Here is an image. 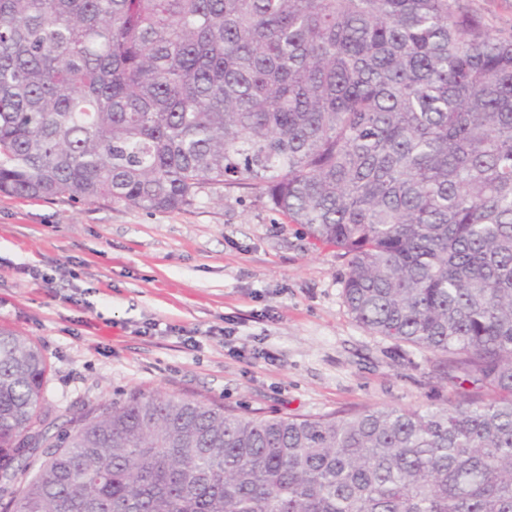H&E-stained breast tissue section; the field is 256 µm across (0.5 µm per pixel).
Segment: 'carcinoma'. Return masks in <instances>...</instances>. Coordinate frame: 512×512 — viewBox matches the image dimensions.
I'll return each instance as SVG.
<instances>
[{
    "instance_id": "obj_1",
    "label": "carcinoma",
    "mask_w": 512,
    "mask_h": 512,
    "mask_svg": "<svg viewBox=\"0 0 512 512\" xmlns=\"http://www.w3.org/2000/svg\"><path fill=\"white\" fill-rule=\"evenodd\" d=\"M238 181L453 395L309 417L132 391L18 494L47 361L0 330L4 512H512V31L469 0H0L1 193L167 211Z\"/></svg>"
}]
</instances>
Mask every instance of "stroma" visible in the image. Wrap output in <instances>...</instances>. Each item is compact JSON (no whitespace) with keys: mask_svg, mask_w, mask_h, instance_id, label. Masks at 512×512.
<instances>
[{"mask_svg":"<svg viewBox=\"0 0 512 512\" xmlns=\"http://www.w3.org/2000/svg\"><path fill=\"white\" fill-rule=\"evenodd\" d=\"M343 269L244 185L170 212L0 193V328L44 351L52 436L133 390L261 416L443 403L424 352L352 318Z\"/></svg>","mask_w":512,"mask_h":512,"instance_id":"obj_1","label":"stroma"}]
</instances>
